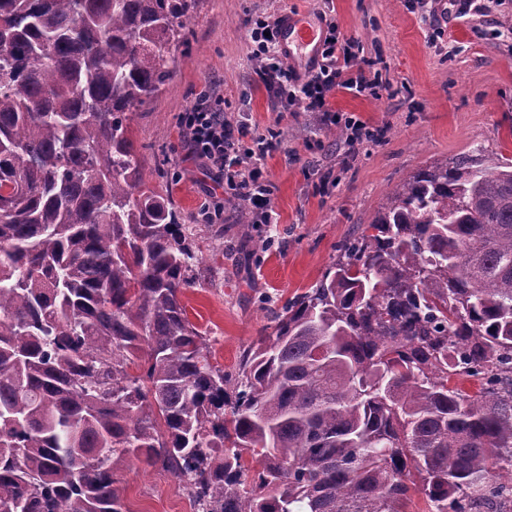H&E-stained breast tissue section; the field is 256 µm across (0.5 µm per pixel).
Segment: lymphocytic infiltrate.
Listing matches in <instances>:
<instances>
[{"instance_id": "obj_1", "label": "lymphocytic infiltrate", "mask_w": 512, "mask_h": 512, "mask_svg": "<svg viewBox=\"0 0 512 512\" xmlns=\"http://www.w3.org/2000/svg\"><path fill=\"white\" fill-rule=\"evenodd\" d=\"M276 33L277 22L269 18L257 19L250 30L251 58L260 62L259 73L277 108L288 111L302 107L323 123L342 126L353 144L374 139V130L365 122L340 115L330 107L331 97L341 90L357 96L378 92L381 73L365 59L358 42L345 37L335 22H327L321 58L301 75L287 66ZM178 123L185 133L187 156L204 168L216 188L235 190L256 223H274L269 208L271 183L265 167L273 143L256 135L248 124L226 118L223 98L207 93L179 114Z\"/></svg>"}]
</instances>
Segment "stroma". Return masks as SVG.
<instances>
[{
	"label": "stroma",
	"mask_w": 512,
	"mask_h": 512,
	"mask_svg": "<svg viewBox=\"0 0 512 512\" xmlns=\"http://www.w3.org/2000/svg\"><path fill=\"white\" fill-rule=\"evenodd\" d=\"M286 11L336 21L366 56L388 62L378 95L340 91L331 100L382 130L380 140L353 148L310 113L273 112L249 58V28ZM185 38L172 79L133 114L130 130L147 178L166 187L193 227L200 276L183 302L226 373L411 173L464 154L512 161V0H473L463 14L448 0L431 11L413 0H198ZM204 91L223 96L228 118L277 132L266 160L276 223L241 224V202L227 190L218 193L219 223L198 218L213 182L186 159L178 115ZM119 478L131 512H194L183 484L161 467L137 463Z\"/></svg>",
	"instance_id": "1"
}]
</instances>
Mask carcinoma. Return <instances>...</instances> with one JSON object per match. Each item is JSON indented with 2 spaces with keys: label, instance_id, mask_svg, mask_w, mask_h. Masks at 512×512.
<instances>
[{
  "label": "carcinoma",
  "instance_id": "carcinoma-1",
  "mask_svg": "<svg viewBox=\"0 0 512 512\" xmlns=\"http://www.w3.org/2000/svg\"><path fill=\"white\" fill-rule=\"evenodd\" d=\"M195 5L0 0V512H128L134 462L197 512H512V163L411 174L226 374L130 136Z\"/></svg>",
  "mask_w": 512,
  "mask_h": 512
}]
</instances>
